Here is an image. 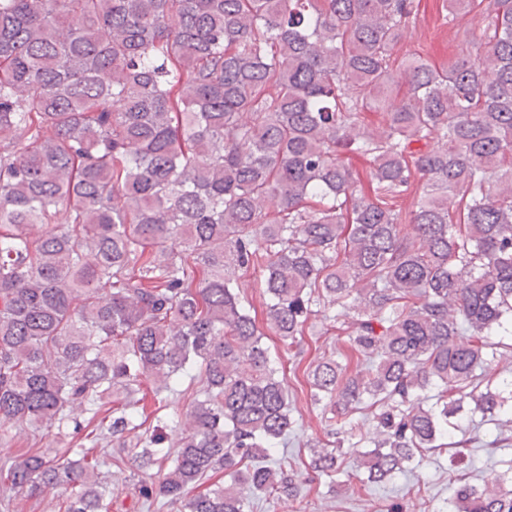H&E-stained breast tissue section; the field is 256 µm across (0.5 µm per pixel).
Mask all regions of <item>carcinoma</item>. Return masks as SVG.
Returning a JSON list of instances; mask_svg holds the SVG:
<instances>
[{
    "mask_svg": "<svg viewBox=\"0 0 512 512\" xmlns=\"http://www.w3.org/2000/svg\"><path fill=\"white\" fill-rule=\"evenodd\" d=\"M443 7L481 23L439 68L394 57L415 0H0V441L83 439L1 461L0 512L46 489L112 512L126 462L125 512H248L348 458L406 474L466 402L512 415V374L474 383L512 336V0ZM317 315L369 367L313 363L332 447L304 475L278 458L294 420L266 339L298 356ZM151 377L203 381L174 448L178 420L145 426ZM450 504L512 512V465Z\"/></svg>",
    "mask_w": 512,
    "mask_h": 512,
    "instance_id": "carcinoma-1",
    "label": "carcinoma"
}]
</instances>
